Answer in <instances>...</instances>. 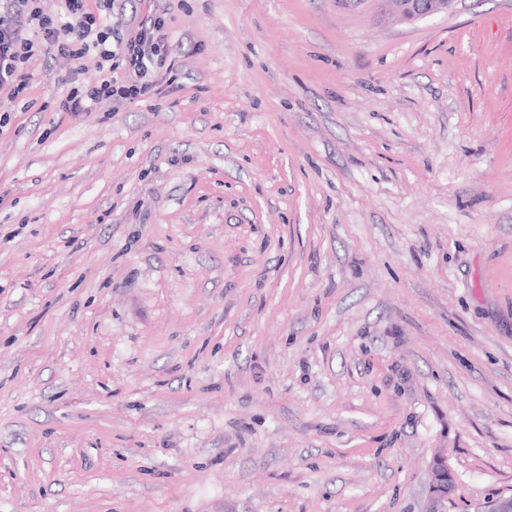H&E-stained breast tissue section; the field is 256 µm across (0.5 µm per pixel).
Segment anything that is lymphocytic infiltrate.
I'll list each match as a JSON object with an SVG mask.
<instances>
[{"instance_id": "obj_1", "label": "lymphocytic infiltrate", "mask_w": 512, "mask_h": 512, "mask_svg": "<svg viewBox=\"0 0 512 512\" xmlns=\"http://www.w3.org/2000/svg\"><path fill=\"white\" fill-rule=\"evenodd\" d=\"M39 2L8 0L0 8V94L7 100L27 88L29 64L42 45L75 60L95 55L107 67L94 82H74L60 111L85 112L105 101L125 104L177 92L166 66L171 50L166 11L154 10L130 28L121 18L104 23L87 0H59L65 19L59 26L43 14Z\"/></svg>"}]
</instances>
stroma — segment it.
<instances>
[{"mask_svg": "<svg viewBox=\"0 0 512 512\" xmlns=\"http://www.w3.org/2000/svg\"><path fill=\"white\" fill-rule=\"evenodd\" d=\"M161 3L177 94L0 112V512L512 496V0ZM379 2L388 14L402 20H413L447 14L456 0H379ZM443 469L448 470L447 460L443 454L434 458L431 465V479L427 505L422 512H447L449 482H445Z\"/></svg>", "mask_w": 512, "mask_h": 512, "instance_id": "stroma-1", "label": "stroma"}]
</instances>
